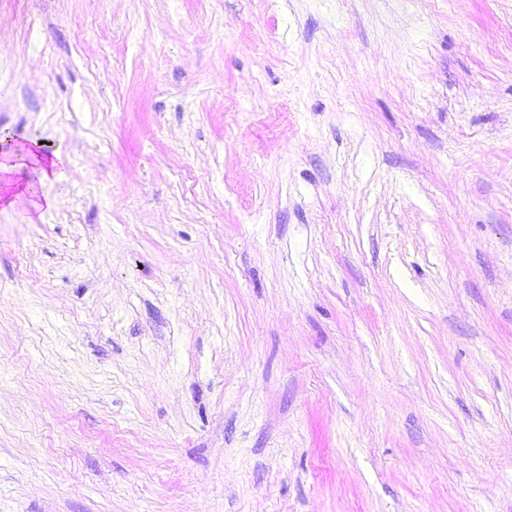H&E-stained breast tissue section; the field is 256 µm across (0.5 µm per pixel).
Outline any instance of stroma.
<instances>
[{"label":"stroma","instance_id":"1","mask_svg":"<svg viewBox=\"0 0 512 512\" xmlns=\"http://www.w3.org/2000/svg\"><path fill=\"white\" fill-rule=\"evenodd\" d=\"M0 512H512V0H0ZM29 147L25 150L22 159L29 161L33 167V172L36 174L39 182L48 180L54 173L56 162L50 158H46L42 153L37 151V146Z\"/></svg>","mask_w":512,"mask_h":512}]
</instances>
